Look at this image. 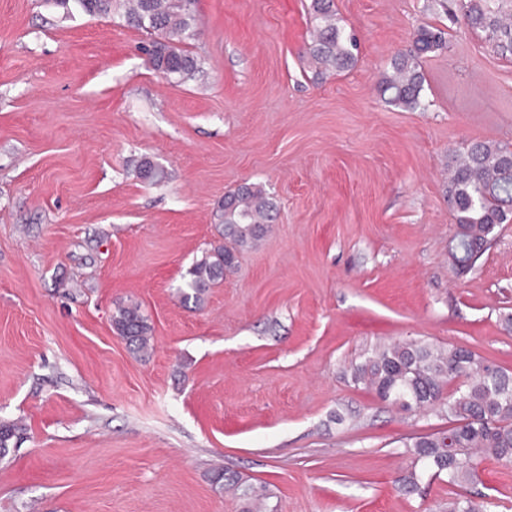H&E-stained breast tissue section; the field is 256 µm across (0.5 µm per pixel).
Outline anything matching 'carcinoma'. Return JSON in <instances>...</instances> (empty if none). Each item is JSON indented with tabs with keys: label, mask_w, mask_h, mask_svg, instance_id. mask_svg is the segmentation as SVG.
Returning a JSON list of instances; mask_svg holds the SVG:
<instances>
[{
	"label": "carcinoma",
	"mask_w": 512,
	"mask_h": 512,
	"mask_svg": "<svg viewBox=\"0 0 512 512\" xmlns=\"http://www.w3.org/2000/svg\"><path fill=\"white\" fill-rule=\"evenodd\" d=\"M504 0H460L464 22L483 31L501 55L512 56V22L503 10ZM69 13L75 8L91 17L122 15L125 21L161 44L164 65L171 78L185 81L199 71L197 58L186 48L194 22L193 7L182 0H53ZM315 26L307 49L316 75L326 76L354 67L357 41L339 25L334 0H311ZM446 48L443 33L429 25L415 32L410 49L395 55L391 71L379 82L386 103L409 111L425 108L422 60ZM507 146L474 143L452 159L446 193L452 202L457 230L449 258L452 266L469 262L475 240H485L494 229L512 218V173ZM274 204L258 184H245L227 193L218 207L220 233L240 247L254 245L274 220ZM234 261L231 250L218 245L202 256L189 271L183 292L186 302L200 305L207 289L224 280V271ZM116 332L136 352L150 347L151 327L136 306L122 307L112 317ZM463 384L446 395L444 388L454 378ZM355 384L371 386L379 397L406 410H424L439 405L452 426L446 431L411 438L405 443L413 455L412 470L402 478L404 489L418 487V477L427 474L450 486L473 482L479 463L492 457L512 463V373L491 370L486 359L464 347H441L416 341L399 342L376 349L352 374ZM21 426L0 422V459L6 457ZM214 482L232 489L239 497L257 496L253 484L238 475L219 473ZM481 493L458 494L448 501V512H487Z\"/></svg>",
	"instance_id": "cac0c4a2"
}]
</instances>
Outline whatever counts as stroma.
<instances>
[{"label":"stroma","instance_id":"obj_1","mask_svg":"<svg viewBox=\"0 0 512 512\" xmlns=\"http://www.w3.org/2000/svg\"><path fill=\"white\" fill-rule=\"evenodd\" d=\"M311 0H196L183 83L120 19L0 0V512H246L212 481L265 489L264 512H447L406 493L408 438L447 430L354 385L380 345L454 344L512 372V222L466 273L448 244V156L512 146V56L457 0H334L355 66L315 79ZM424 111L378 80L422 24ZM167 174L155 184L137 167ZM264 187L272 228L202 307L183 303L225 193ZM139 306L150 353L114 331ZM473 490L512 512V465ZM214 482L221 489H224V486L232 489L239 498L251 499L258 496L254 485L247 483V481L243 480L239 475L227 476L225 472L218 473L214 478Z\"/></svg>","mask_w":512,"mask_h":512}]
</instances>
